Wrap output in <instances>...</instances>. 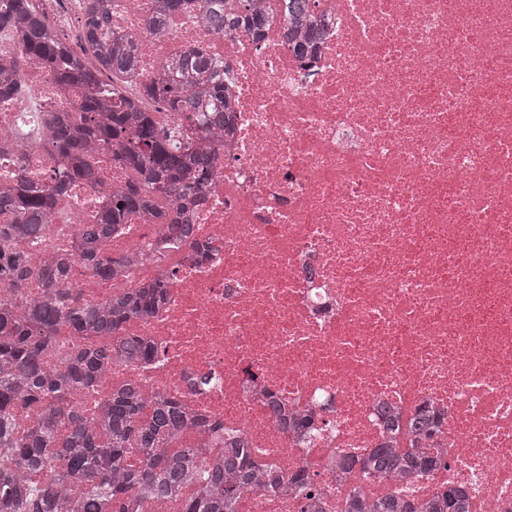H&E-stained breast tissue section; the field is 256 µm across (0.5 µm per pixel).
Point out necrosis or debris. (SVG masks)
Segmentation results:
<instances>
[{
  "instance_id": "1",
  "label": "necrosis or debris",
  "mask_w": 512,
  "mask_h": 512,
  "mask_svg": "<svg viewBox=\"0 0 512 512\" xmlns=\"http://www.w3.org/2000/svg\"><path fill=\"white\" fill-rule=\"evenodd\" d=\"M258 2L271 22L256 40L186 14L154 35L155 0H119L113 25L140 47L131 90L200 45L226 65L233 110L193 214L206 258L179 242L154 251L163 223L147 215L112 235L114 255L144 253L121 280L75 264L89 302L159 278L166 291L155 315L121 329L149 340L153 360L113 361L69 403L87 412L132 385L243 439L253 460L292 482L245 489L242 512H308L299 475L330 510L356 491L422 502L452 487L471 512H512V0H317L328 32L306 57L285 37L282 0ZM1 65L16 66L24 91L0 101V135L32 146L5 148L0 174L9 185L59 174L47 126L80 111L81 91L21 60L3 30ZM96 158L101 185L58 197L33 264L124 185L114 153ZM112 343L59 329L45 366ZM386 404L431 415L428 436L399 448L437 455V465L401 480L337 479L336 455L381 446Z\"/></svg>"
}]
</instances>
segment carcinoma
<instances>
[{"label": "carcinoma", "instance_id": "obj_1", "mask_svg": "<svg viewBox=\"0 0 512 512\" xmlns=\"http://www.w3.org/2000/svg\"><path fill=\"white\" fill-rule=\"evenodd\" d=\"M151 24L167 15L196 9L216 33L243 29L259 38L269 23L253 0H159ZM86 46L96 50L99 66L85 65L74 49L45 25L35 0H0V29L15 31L23 54L41 58L58 84L84 91L79 117H54L55 154L64 175L54 182L26 177L0 191V248L17 237L40 239L47 231L56 199L69 183H93L98 169L92 151L117 149L126 171L125 188L83 227L77 251L60 249L40 267L21 252L0 251V289L21 297L16 306L0 303V512H145L149 503L176 496L183 487L196 490L185 512H236L240 493L253 483L278 486L279 475L259 471L242 445L224 446L223 457L202 468L201 448L177 442L190 423L180 406L163 398L147 401L141 391L125 387L105 399L94 419L66 405L68 394L89 387L106 373L114 355L137 360L152 355L144 340L121 338L117 353L88 349L60 372L47 370L43 354L55 330L113 336L132 317L153 314L164 301L165 284L138 288L96 305L82 303L70 281L74 253L101 279L114 277L129 264L114 257L104 241L117 224L135 213L169 218L170 236L191 238V211L216 172L214 140L224 131V65L205 50L190 48L166 65L163 78L142 95L161 101L184 119L203 117L194 137L181 124L159 125L154 113L123 94L122 80L138 65V44L131 36L112 35L110 0H92L83 10ZM21 91L13 78L0 75V98ZM38 405L37 423L23 433L15 428L17 411ZM432 460L394 448H378L363 460L349 459V470L402 473L427 469ZM458 492L448 490L428 502L384 497L365 503L353 494L346 512H462Z\"/></svg>", "mask_w": 512, "mask_h": 512}]
</instances>
